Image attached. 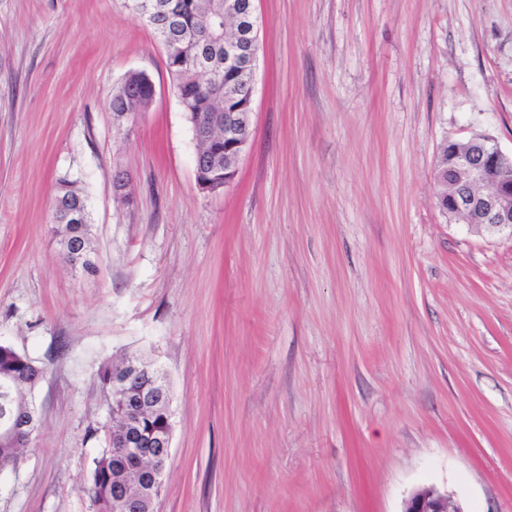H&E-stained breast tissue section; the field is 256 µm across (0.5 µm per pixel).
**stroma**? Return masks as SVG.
<instances>
[{"instance_id": "35a3bbf8", "label": "stroma", "mask_w": 512, "mask_h": 512, "mask_svg": "<svg viewBox=\"0 0 512 512\" xmlns=\"http://www.w3.org/2000/svg\"><path fill=\"white\" fill-rule=\"evenodd\" d=\"M256 8L251 143L208 194L126 0H0V343L44 369L0 512H91L97 370L129 354L170 381L156 512H401L427 484L512 512V237L449 219L433 176L446 139L512 150V0ZM131 72L155 96L126 125ZM64 177L93 276L58 245ZM59 201L69 204L70 208H75L78 211V216H80L78 221L67 218V214L57 207ZM52 221L56 224V234L59 236L62 252L72 268L86 275H94L97 271V261L95 252L90 245L89 213L84 195L75 181L69 179H61L59 181L53 197ZM73 239H79L80 241H72ZM81 239L85 241V251L82 253L81 258L71 259L66 253V248L72 241L69 246L71 252H82L83 245ZM73 261H75L74 264Z\"/></svg>"}]
</instances>
